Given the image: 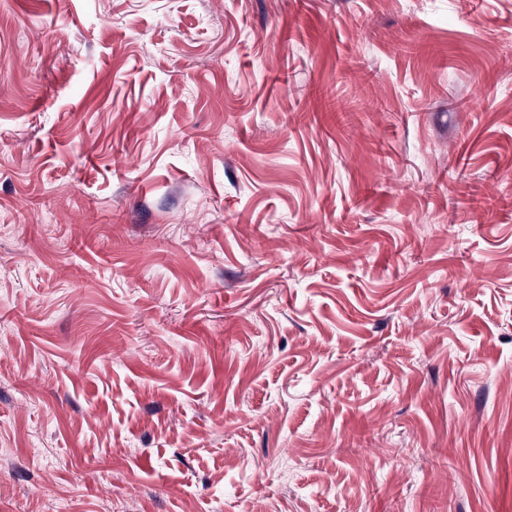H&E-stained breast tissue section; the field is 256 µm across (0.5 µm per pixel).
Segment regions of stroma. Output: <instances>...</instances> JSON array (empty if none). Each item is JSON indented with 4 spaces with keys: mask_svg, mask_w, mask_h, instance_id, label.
<instances>
[{
    "mask_svg": "<svg viewBox=\"0 0 512 512\" xmlns=\"http://www.w3.org/2000/svg\"><path fill=\"white\" fill-rule=\"evenodd\" d=\"M512 512V0H0V512Z\"/></svg>",
    "mask_w": 512,
    "mask_h": 512,
    "instance_id": "1",
    "label": "stroma"
}]
</instances>
